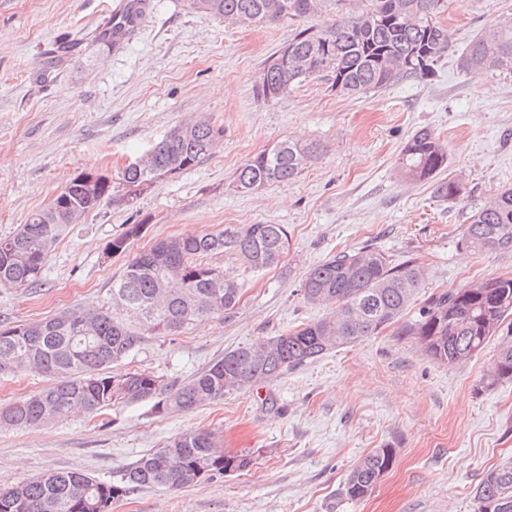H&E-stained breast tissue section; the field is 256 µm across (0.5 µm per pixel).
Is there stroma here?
<instances>
[{
  "label": "stroma",
  "instance_id": "35a3bbf8",
  "mask_svg": "<svg viewBox=\"0 0 512 512\" xmlns=\"http://www.w3.org/2000/svg\"><path fill=\"white\" fill-rule=\"evenodd\" d=\"M102 0H0V238L15 234L74 175L93 170L120 189L129 161L192 116L224 130L198 166L159 180L132 209L103 205L69 225L41 285L0 287V322L20 324L77 305L110 307L126 256L105 248L126 225L144 230L134 252L171 236L227 224H282L291 247L280 268L253 272L212 256L243 290L223 316L173 335L148 334L118 368L184 384L225 352L326 316L299 287L337 252L371 246L393 262L414 259L430 294L512 277V252L473 253L457 239L475 208L512 186V75L463 72L460 55L512 0H448L439 21L450 47L428 80L403 79L342 96L320 77L273 101L257 97L264 62L301 29L287 19L242 27L189 13L180 0H151L124 41L99 40ZM77 44L49 72L32 73L54 46ZM429 129L448 151V172L466 194L436 198L407 182L399 153ZM317 142V159L295 180L234 191L237 168L283 139ZM497 340L468 363L427 357L399 325L335 349L273 385L225 395L188 412L138 403L90 418L75 413L40 427H0V485L80 471L108 482L171 437L213 429L225 449L256 450L246 472L179 489L144 488L112 512H474L482 475L512 459V381L485 388ZM25 369L0 371V407L49 385ZM393 451L391 469L364 500L341 488L362 457Z\"/></svg>",
  "mask_w": 512,
  "mask_h": 512
}]
</instances>
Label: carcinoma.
I'll return each instance as SVG.
<instances>
[{
    "mask_svg": "<svg viewBox=\"0 0 512 512\" xmlns=\"http://www.w3.org/2000/svg\"><path fill=\"white\" fill-rule=\"evenodd\" d=\"M189 10L237 24L267 25L284 18L304 20L332 10L331 25L304 28L289 42L302 68L263 67L257 96L271 101L292 87L323 74L361 95L389 86L400 77L428 79L448 54V31L438 21L441 0H184ZM141 15L133 0L121 23L103 40L130 34ZM473 74L492 70L512 75V12L500 14L471 40L460 56ZM222 128L206 119L179 124L119 175L124 190L103 184L95 196L80 191V175L71 178L44 209L32 213L12 236L0 239V286L32 288L42 279L52 247L67 227L108 203L132 207L127 188L140 193L170 173L190 170L218 147ZM315 143L288 139L248 158L233 184L249 194L295 179L318 156ZM448 152L428 129L416 131L401 149L398 171L407 182L430 181L434 194L455 203L465 195L463 182L440 177ZM141 224H129L106 252L126 254L139 238ZM457 245L474 252L512 251V188L498 193L470 216ZM290 249L282 224H232L217 233L169 237L129 259L112 283V307L77 306L56 316L0 325V370L23 367L49 377L46 388L0 409V426L31 428L82 410L94 415L107 407L156 400L161 411L184 412L224 395L269 384L285 372L330 351L377 335L396 323L422 288V274L407 259L393 263L373 247L341 251L310 269L300 285L303 300L332 309L328 316L277 336L239 346L209 369L171 386L145 371L111 372L143 342L146 332L176 334L233 309L241 285L237 278L205 258L230 253L244 268L263 272L281 264ZM223 287L215 288V280ZM512 316V278L488 279L458 291L430 295L415 322L402 335L415 336L431 359L460 366L481 352ZM512 381V336L501 337L486 387ZM255 452L224 449L213 431L193 430L165 442L122 470L111 482L80 472L47 473L0 487V512H112V503L140 488H178L200 480L243 472ZM393 452L377 448L350 472L342 495L358 501L370 494L391 468ZM475 512H512V461L487 471L474 491Z\"/></svg>",
    "mask_w": 512,
    "mask_h": 512,
    "instance_id": "cac0c4a2",
    "label": "carcinoma"
}]
</instances>
